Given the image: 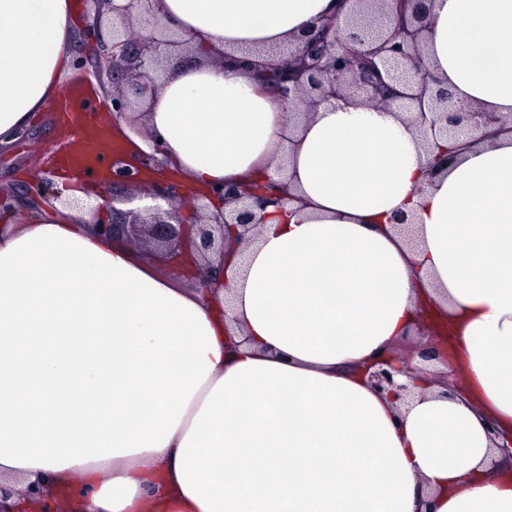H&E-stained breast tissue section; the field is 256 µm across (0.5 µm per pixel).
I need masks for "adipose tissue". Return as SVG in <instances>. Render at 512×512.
I'll use <instances>...</instances> for the list:
<instances>
[{"mask_svg":"<svg viewBox=\"0 0 512 512\" xmlns=\"http://www.w3.org/2000/svg\"><path fill=\"white\" fill-rule=\"evenodd\" d=\"M193 59L146 100L187 188L280 177L215 302L93 231L77 209L0 230V480H52L80 512H512V131L475 129L437 175L398 110L356 97L301 124L264 84L272 48L341 0H150ZM73 0H0V147L70 67ZM427 59L454 104L512 115V0H431ZM407 214L412 238L393 217ZM430 312L462 394L372 360ZM373 367L376 369L370 373V380L381 393L399 395L400 391L407 389L406 386L398 385L395 381L396 374L404 373V370L393 360L379 361Z\"/></svg>","mask_w":512,"mask_h":512,"instance_id":"adipose-tissue-1","label":"adipose tissue"}]
</instances>
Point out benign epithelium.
Returning a JSON list of instances; mask_svg holds the SVG:
<instances>
[{
    "mask_svg": "<svg viewBox=\"0 0 512 512\" xmlns=\"http://www.w3.org/2000/svg\"><path fill=\"white\" fill-rule=\"evenodd\" d=\"M429 0H350L345 20L349 33L345 40L328 38L333 24L327 23L295 46L279 51V84L288 98L292 114H309L323 101L349 93L357 96L359 107L374 112L388 110L393 100L384 94L389 81L405 85L399 99L409 113L411 124L419 129L429 153L428 169L433 172L448 162L450 152L443 143L451 142L459 133L484 128L496 135L505 120L495 112H482L454 105L448 91L429 69L423 52L424 32L428 25ZM194 38L176 37L166 32L160 19L153 16L125 15L121 27L112 29L110 51L99 55L98 73H122L129 76L131 90L112 91V125L134 109L138 102L155 92L166 67L180 62L192 49ZM164 145L159 136L152 138V153H139L128 159L117 156L110 166V182L140 186L141 190L112 198L101 195L98 208L112 213V219L95 225L104 240L122 238L127 242L142 241L159 250L172 263L179 265L191 259L198 271L196 280L203 289L218 296L224 281L213 276L210 256H225L224 241L229 236L248 244L257 235L258 222L254 208L267 205L264 196L236 184H224L204 196L208 203L196 208L192 222L173 205L188 197L184 185L168 176L162 190L147 180L151 171L164 169ZM163 199L169 209H156L147 219L135 211H122L117 202H129L137 195ZM57 200L49 193L48 184L38 179L20 196L12 190L0 189V213H17L35 209L44 202ZM421 357L448 362L444 345L424 344L417 351ZM403 372L388 359L375 364L370 373L372 384L383 394L397 395L406 390L395 376ZM29 512H63L57 496L43 483L27 486L23 491Z\"/></svg>",
    "mask_w": 512,
    "mask_h": 512,
    "instance_id": "7a95c632",
    "label": "benign epithelium"
}]
</instances>
